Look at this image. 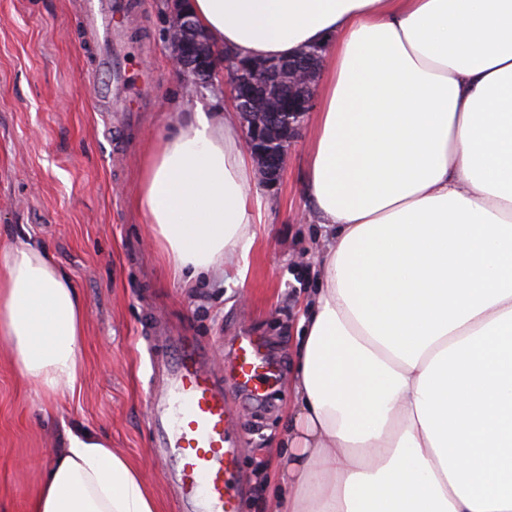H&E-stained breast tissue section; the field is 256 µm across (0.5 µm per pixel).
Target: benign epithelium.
<instances>
[{"mask_svg": "<svg viewBox=\"0 0 512 512\" xmlns=\"http://www.w3.org/2000/svg\"><path fill=\"white\" fill-rule=\"evenodd\" d=\"M189 0H170L168 41L174 70L191 83L213 85L216 46L194 23ZM326 48L303 49L274 62L224 57V72L241 116L245 144L257 162L258 180L272 188L280 180L289 147L311 111L313 87Z\"/></svg>", "mask_w": 512, "mask_h": 512, "instance_id": "1", "label": "benign epithelium"}]
</instances>
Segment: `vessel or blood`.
I'll use <instances>...</instances> for the list:
<instances>
[{"mask_svg":"<svg viewBox=\"0 0 512 512\" xmlns=\"http://www.w3.org/2000/svg\"><path fill=\"white\" fill-rule=\"evenodd\" d=\"M124 0H84L83 27L95 49V69L112 61V36L126 23ZM134 97L122 81L100 87L107 109L129 112ZM154 380L147 393L152 452L174 492L176 512H239L243 483L237 466L235 418L224 379L194 337H158L152 347ZM228 369L252 397L267 396L280 378L266 349L251 336L236 337Z\"/></svg>","mask_w":512,"mask_h":512,"instance_id":"obj_1","label":"vessel or blood"}]
</instances>
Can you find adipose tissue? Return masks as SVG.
Segmentation results:
<instances>
[{
  "mask_svg": "<svg viewBox=\"0 0 512 512\" xmlns=\"http://www.w3.org/2000/svg\"><path fill=\"white\" fill-rule=\"evenodd\" d=\"M211 41L327 47L306 194L327 244L297 327L271 512H512V0H191ZM135 205L174 276L246 277L262 200L231 100L183 107ZM86 307L46 246L0 248V353L48 400ZM30 512H158L66 431Z\"/></svg>",
  "mask_w": 512,
  "mask_h": 512,
  "instance_id": "adipose-tissue-1",
  "label": "adipose tissue"
}]
</instances>
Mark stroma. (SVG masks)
<instances>
[{"instance_id":"stroma-1","label":"stroma","mask_w":512,"mask_h":512,"mask_svg":"<svg viewBox=\"0 0 512 512\" xmlns=\"http://www.w3.org/2000/svg\"><path fill=\"white\" fill-rule=\"evenodd\" d=\"M83 0H0V247L24 236L43 242L77 286L87 309L86 360L75 396L49 401L0 356V505L29 512L30 497L70 427L111 442L155 496L174 512L151 453L147 388L150 338L184 332L225 374L236 336L262 337L282 380L269 405L228 392L241 434L239 512H269L277 494L280 441L302 308L321 228L305 216L309 131L301 129L266 206L244 283L211 277L191 286L167 270L133 199L151 142L176 120L177 102L206 103L205 92L171 65L167 0H137L133 38L113 47L122 77L150 76L151 99L135 117L93 104Z\"/></svg>"}]
</instances>
